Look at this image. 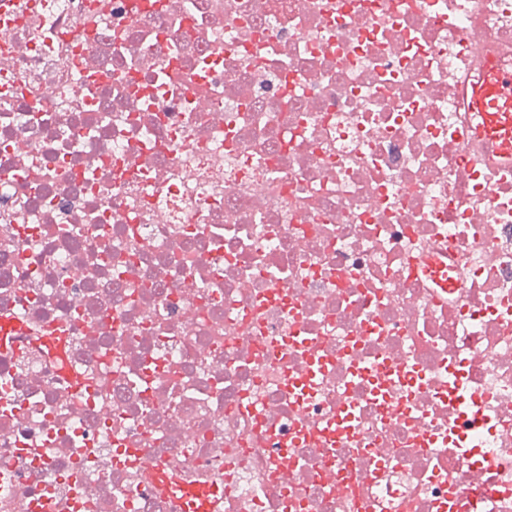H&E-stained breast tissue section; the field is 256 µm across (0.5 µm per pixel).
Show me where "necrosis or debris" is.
Returning a JSON list of instances; mask_svg holds the SVG:
<instances>
[{
    "label": "necrosis or debris",
    "instance_id": "4bbe7bcc",
    "mask_svg": "<svg viewBox=\"0 0 512 512\" xmlns=\"http://www.w3.org/2000/svg\"><path fill=\"white\" fill-rule=\"evenodd\" d=\"M9 11L0 310L91 381L0 351V512H171L159 466L224 512H512V168L455 83L512 66V0ZM456 272L457 270H453L451 267H448V264H444L437 259L430 267L428 276L437 288L448 296V294L454 293L456 288L459 287V279ZM47 331H49V334L46 336H42L44 341L51 342L56 345L57 347V357H59L63 364L61 367L62 372L67 375V379L71 380L72 382L82 383V375L78 373L77 370H72L64 353H63V347L66 340V333L61 332L58 329V325L49 326L46 328Z\"/></svg>",
    "mask_w": 512,
    "mask_h": 512
}]
</instances>
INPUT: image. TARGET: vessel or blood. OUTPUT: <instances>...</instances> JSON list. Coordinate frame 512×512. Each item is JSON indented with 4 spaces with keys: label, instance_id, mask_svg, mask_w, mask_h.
Masks as SVG:
<instances>
[{
    "label": "vessel or blood",
    "instance_id": "1",
    "mask_svg": "<svg viewBox=\"0 0 512 512\" xmlns=\"http://www.w3.org/2000/svg\"><path fill=\"white\" fill-rule=\"evenodd\" d=\"M460 88L466 117L476 122L480 140L492 148L491 154L485 157L486 162L511 168L512 68L485 66L475 79L463 74ZM429 277L446 294L454 293L459 286L455 270L440 261L431 266ZM22 330L18 315L1 312L0 349L14 346L15 335ZM147 484L170 499L173 512H222L224 507V488L218 484L175 486L161 470L150 474Z\"/></svg>",
    "mask_w": 512,
    "mask_h": 512
}]
</instances>
